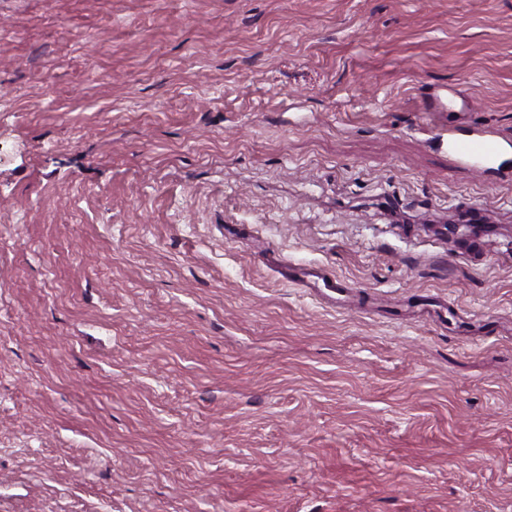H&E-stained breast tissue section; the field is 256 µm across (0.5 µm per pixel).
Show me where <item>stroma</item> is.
I'll list each match as a JSON object with an SVG mask.
<instances>
[{
    "label": "stroma",
    "mask_w": 512,
    "mask_h": 512,
    "mask_svg": "<svg viewBox=\"0 0 512 512\" xmlns=\"http://www.w3.org/2000/svg\"><path fill=\"white\" fill-rule=\"evenodd\" d=\"M469 124L512 0H0V512H512Z\"/></svg>",
    "instance_id": "obj_1"
}]
</instances>
